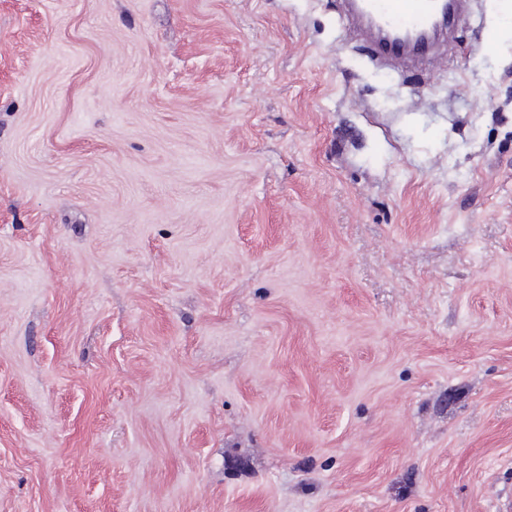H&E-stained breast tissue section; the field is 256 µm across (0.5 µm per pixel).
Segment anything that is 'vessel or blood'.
Masks as SVG:
<instances>
[{
    "label": "vessel or blood",
    "mask_w": 512,
    "mask_h": 512,
    "mask_svg": "<svg viewBox=\"0 0 512 512\" xmlns=\"http://www.w3.org/2000/svg\"><path fill=\"white\" fill-rule=\"evenodd\" d=\"M463 4L464 0H348V15L359 24L375 57L429 58L443 13H456Z\"/></svg>",
    "instance_id": "obj_1"
}]
</instances>
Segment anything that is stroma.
Returning a JSON list of instances; mask_svg holds the SVG:
<instances>
[{
	"instance_id": "obj_1",
	"label": "stroma",
	"mask_w": 512,
	"mask_h": 512,
	"mask_svg": "<svg viewBox=\"0 0 512 512\" xmlns=\"http://www.w3.org/2000/svg\"><path fill=\"white\" fill-rule=\"evenodd\" d=\"M343 0H0V512H499L512 42ZM445 0H349L348 15L369 40L374 57H433V35L442 28Z\"/></svg>"
}]
</instances>
